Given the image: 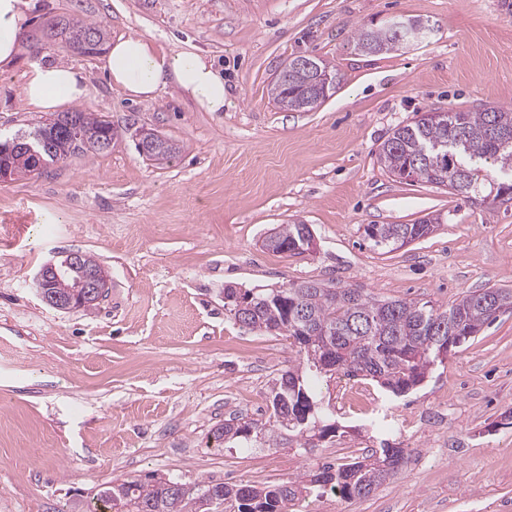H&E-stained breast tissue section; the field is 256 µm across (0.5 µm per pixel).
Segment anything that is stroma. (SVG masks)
<instances>
[{"label": "stroma", "instance_id": "1", "mask_svg": "<svg viewBox=\"0 0 512 512\" xmlns=\"http://www.w3.org/2000/svg\"><path fill=\"white\" fill-rule=\"evenodd\" d=\"M20 50L0 71V134L49 120L22 94L38 63L84 74L82 110L118 134L106 152L0 182V512H69L113 481L150 473L187 483L276 485L375 442L370 413L346 389L375 394L410 452L369 497L308 496L288 512H512V312L436 364L404 397L336 374L320 390L341 437L299 448H225L233 416H269L270 384L295 360L285 337L252 330L224 308V288L317 280L378 298L446 307L482 288L512 290V203L398 180L379 150L430 111L512 107V0H25ZM142 36L164 51L195 45L224 76L220 112L178 90L152 101L114 88L99 54L42 36L56 18ZM418 19L426 36L360 52L353 36ZM340 74L307 111L281 109L271 85L294 57ZM174 141L147 160L134 133ZM433 219L424 238L388 251L368 224ZM310 226L309 255L263 248L282 224ZM93 255L111 286L91 310L62 312L33 277L65 254Z\"/></svg>", "mask_w": 512, "mask_h": 512}]
</instances>
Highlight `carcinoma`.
<instances>
[{"instance_id": "1", "label": "carcinoma", "mask_w": 512, "mask_h": 512, "mask_svg": "<svg viewBox=\"0 0 512 512\" xmlns=\"http://www.w3.org/2000/svg\"><path fill=\"white\" fill-rule=\"evenodd\" d=\"M44 36L71 51L90 50L93 40L104 43L107 31L96 24L62 16L48 25ZM356 46L366 53L398 47L394 36L380 30L361 29ZM274 102L284 110L313 107L319 97L310 93L306 72L291 59L277 75ZM65 123L79 129L84 138L68 141L66 157L85 151L104 152L112 147L117 128L105 116L74 110ZM178 151L168 138L157 139L150 159L167 160ZM380 160L397 179L409 168L419 170V180L467 194L478 181L507 184L512 190V109L489 106L479 112L450 111L448 120L427 123L423 117L392 130L383 142ZM303 224L276 229L283 251L297 255ZM432 232L429 220L417 224H368L365 234L374 247L403 245ZM251 299L253 311L240 324L250 329L278 332L295 349L299 362L291 364L270 386L272 424L230 419L214 431L226 448L254 443L269 448L296 446L311 451V430L319 441L331 439L338 428L325 415L318 379L341 372L366 377L398 397L419 385L440 361V349L455 351L497 319L492 305L482 304L473 292L447 308L430 300L379 299L361 288H332L309 280L289 283L263 292L224 289V308L233 311L237 294ZM406 462L405 450L382 443L377 452L341 464L311 468L281 484L256 487L210 481L186 483L150 474L141 480L111 483L99 491L87 512H209L208 499L223 504L220 512H286L288 503L301 500L314 489L342 497H367L395 476Z\"/></svg>"}]
</instances>
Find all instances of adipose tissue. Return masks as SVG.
I'll list each match as a JSON object with an SVG mask.
<instances>
[{
	"mask_svg": "<svg viewBox=\"0 0 512 512\" xmlns=\"http://www.w3.org/2000/svg\"><path fill=\"white\" fill-rule=\"evenodd\" d=\"M21 22L22 0H0V67L11 64L20 49ZM103 68L112 85L132 97L152 100L171 85L202 111L224 109V77L195 47L166 52L144 37L121 36L109 45ZM87 96L81 71L64 64L34 65L23 87L25 102L40 112Z\"/></svg>",
	"mask_w": 512,
	"mask_h": 512,
	"instance_id": "obj_1",
	"label": "adipose tissue"
}]
</instances>
